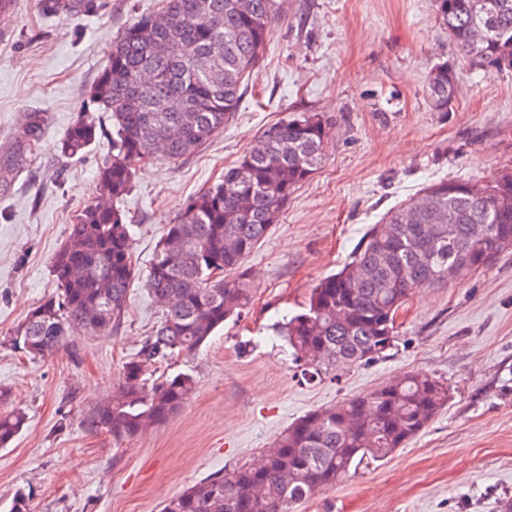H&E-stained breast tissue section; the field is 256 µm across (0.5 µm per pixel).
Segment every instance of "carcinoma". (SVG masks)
<instances>
[{
    "label": "carcinoma",
    "mask_w": 512,
    "mask_h": 512,
    "mask_svg": "<svg viewBox=\"0 0 512 512\" xmlns=\"http://www.w3.org/2000/svg\"><path fill=\"white\" fill-rule=\"evenodd\" d=\"M283 0H165L140 16L112 45L90 89L109 114L112 152L98 172L97 200L69 225L51 269L56 291L0 344L47 358L79 326L105 332L124 323L132 264V225L115 202L138 168L193 154L224 130L241 88L263 56ZM435 20L471 68L512 69V0H433ZM457 72L433 66L428 93L448 111ZM43 117L21 128L39 141ZM329 122L318 113L267 126L220 182L188 200L168 225L145 286L161 320L123 362L116 385L84 412L89 434L130 440L177 413L194 393L189 373L153 376L151 368L195 353L224 321L250 304L246 259L277 223L296 187L323 158ZM99 137L91 119L59 140L64 156L84 153ZM512 171L484 183L443 180L371 225L348 261L313 288L305 311L282 326L304 374L368 362L392 348L398 311L412 292L452 268L462 277L512 249ZM448 386L421 373L311 411L282 433L263 465L208 475L163 505L162 512H293L295 504L336 487L351 469L389 458L420 434L447 404ZM27 423L20 410L0 413V449Z\"/></svg>",
    "instance_id": "carcinoma-1"
}]
</instances>
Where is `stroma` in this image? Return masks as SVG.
<instances>
[{"label":"stroma","mask_w":512,"mask_h":512,"mask_svg":"<svg viewBox=\"0 0 512 512\" xmlns=\"http://www.w3.org/2000/svg\"><path fill=\"white\" fill-rule=\"evenodd\" d=\"M161 0H93L59 13L12 0L0 16V337L55 290L51 264L76 214L96 200L111 152L57 151L81 116L109 126L89 90L113 42ZM458 73L448 111L428 97L431 67ZM303 112L330 122L324 159L246 261L253 299L194 354L162 365L198 386L161 427L122 442L86 433L80 416L113 388L161 316L142 282L182 205L215 183L269 124ZM44 117L35 146L18 132ZM512 169V71L470 69L435 21L431 0H284L263 59L224 130L188 159L137 170L121 207L133 223L138 274L123 326L83 328L68 349L32 359L0 347V412L25 429L0 449V512L17 490L31 512H161L197 480L259 463L290 424L411 373L450 390L404 448L357 468L294 512H502L512 500V252L416 290L383 357L304 380L280 327L338 272L391 208L442 180L484 182Z\"/></svg>","instance_id":"35a3bbf8"}]
</instances>
